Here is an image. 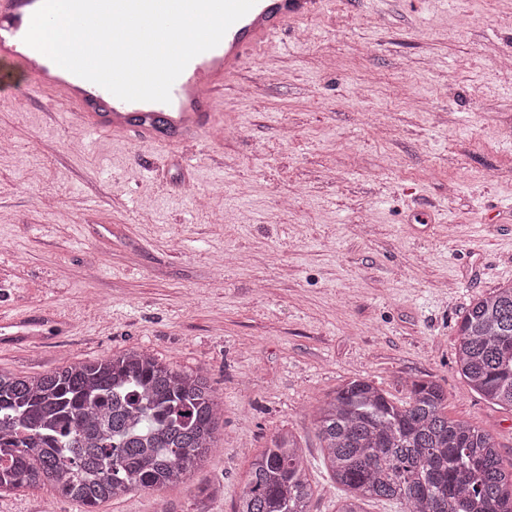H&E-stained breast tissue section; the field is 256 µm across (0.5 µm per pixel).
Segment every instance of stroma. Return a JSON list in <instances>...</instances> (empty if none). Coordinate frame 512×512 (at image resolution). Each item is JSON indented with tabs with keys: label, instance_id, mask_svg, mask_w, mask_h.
<instances>
[{
	"label": "stroma",
	"instance_id": "35a3bbf8",
	"mask_svg": "<svg viewBox=\"0 0 512 512\" xmlns=\"http://www.w3.org/2000/svg\"><path fill=\"white\" fill-rule=\"evenodd\" d=\"M512 0H327L246 59L218 143L71 141L0 60V370L38 376L139 349L211 381L223 415L184 483L98 512H233L277 432L336 512L317 406L345 380L444 412L512 469V411L458 372L469 305L512 284ZM215 489L206 502L198 488ZM0 512H80L50 488Z\"/></svg>",
	"mask_w": 512,
	"mask_h": 512
}]
</instances>
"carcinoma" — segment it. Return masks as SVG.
Returning <instances> with one entry per match:
<instances>
[{
	"mask_svg": "<svg viewBox=\"0 0 512 512\" xmlns=\"http://www.w3.org/2000/svg\"><path fill=\"white\" fill-rule=\"evenodd\" d=\"M456 364L472 390L512 408V286L462 317ZM433 381L392 403L365 378L348 381L316 414L326 468L347 496L406 512H512V471L488 433L443 413ZM220 402L208 378L128 350L37 377L0 373V492L49 484L82 512L132 491L185 481L213 448ZM302 450L279 432L251 462L234 512H309Z\"/></svg>",
	"mask_w": 512,
	"mask_h": 512,
	"instance_id": "1",
	"label": "carcinoma"
}]
</instances>
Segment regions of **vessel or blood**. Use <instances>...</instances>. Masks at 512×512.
<instances>
[{
	"instance_id": "1",
	"label": "vessel or blood",
	"mask_w": 512,
	"mask_h": 512,
	"mask_svg": "<svg viewBox=\"0 0 512 512\" xmlns=\"http://www.w3.org/2000/svg\"><path fill=\"white\" fill-rule=\"evenodd\" d=\"M42 0H0V59L23 69L36 90L50 93L86 135L112 133L152 144L211 134L224 86L245 59L263 50L287 25L316 13L324 0H257L220 44L193 58L171 88L167 103L123 101L103 87L57 66L24 42Z\"/></svg>"
}]
</instances>
